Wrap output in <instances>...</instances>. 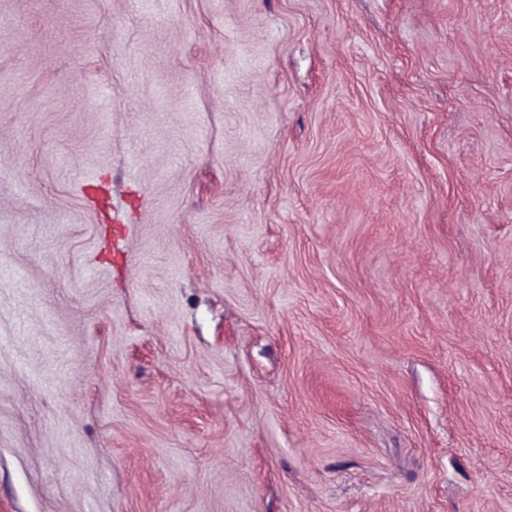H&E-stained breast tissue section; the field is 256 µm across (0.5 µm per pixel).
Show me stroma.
<instances>
[{"label": "stroma", "mask_w": 512, "mask_h": 512, "mask_svg": "<svg viewBox=\"0 0 512 512\" xmlns=\"http://www.w3.org/2000/svg\"><path fill=\"white\" fill-rule=\"evenodd\" d=\"M0 512H512V0H0Z\"/></svg>", "instance_id": "35a3bbf8"}]
</instances>
